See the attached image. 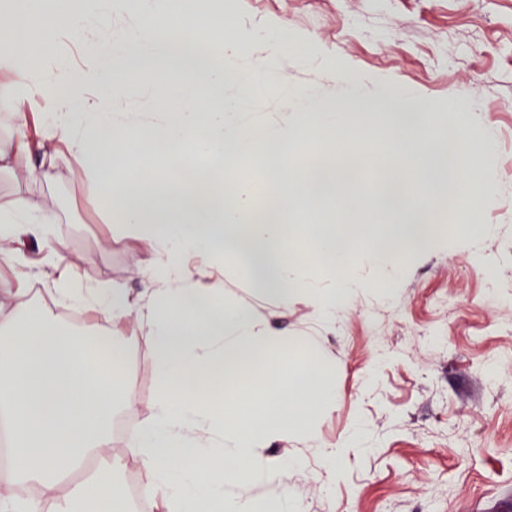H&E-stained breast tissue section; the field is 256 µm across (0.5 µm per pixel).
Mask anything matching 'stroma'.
<instances>
[{"mask_svg":"<svg viewBox=\"0 0 512 512\" xmlns=\"http://www.w3.org/2000/svg\"><path fill=\"white\" fill-rule=\"evenodd\" d=\"M225 29L274 27L296 42L286 73L292 85L315 84L327 107L342 106L336 71L409 90L435 111L444 132L460 121L493 128L485 165L500 191L466 211L451 199L442 208L436 246L403 269L396 285L380 272L356 267L362 283L333 320L319 316L314 295L332 288L318 267L299 276L310 292L281 305L254 288L225 260L224 300L251 309L282 343L275 357L293 359L317 342L336 386V402L319 421L318 441L277 442L269 454L301 456L303 472L289 480L305 512H512V0H238ZM472 98L475 111H449L451 98ZM81 169L57 160L50 180L0 176V209L25 195L52 211L51 240L61 242L81 280L142 291L140 268L153 265L122 225L86 205ZM490 226L488 235L457 241L461 219ZM24 263L0 260V305L27 281L33 303L66 322L46 288L57 273L42 264L38 244ZM125 383L134 401L118 406L109 452L127 498L144 488L146 473L127 436L152 415V348L133 324ZM365 445L328 470L317 444H335L355 425Z\"/></svg>","mask_w":512,"mask_h":512,"instance_id":"1","label":"stroma"}]
</instances>
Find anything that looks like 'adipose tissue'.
<instances>
[{"instance_id":"ef3b65f1","label":"adipose tissue","mask_w":512,"mask_h":512,"mask_svg":"<svg viewBox=\"0 0 512 512\" xmlns=\"http://www.w3.org/2000/svg\"><path fill=\"white\" fill-rule=\"evenodd\" d=\"M127 9V0H91L85 9L73 0H13L0 8V95L18 127L0 138V172H13L26 154L42 161L31 176L46 177V165L65 147L93 186L88 206L107 211L157 256L141 273L140 300L124 288L63 275L52 294L107 324L134 319L153 348L151 420L128 445L140 452L145 492L158 512H259L241 488L271 482L281 488L275 512H303L287 489L300 460L268 456L264 447L292 437L315 440L316 418L335 401V383L314 346L306 363L271 364L272 329L247 308L226 305L222 281L196 278L193 262L219 267L234 256L284 304L307 288L297 268L309 260L324 264L334 286L319 311L334 317L359 286L355 266L391 278L430 243L438 205L460 182H468L475 200L497 191L484 166L494 135L463 125L447 138L425 116L400 125L396 107L404 92L366 95L362 79L342 71L336 79L347 88L345 108L317 111L315 90L286 86L281 105L292 122L259 127L237 111L262 100L252 75L225 82L222 67L202 59L187 34L212 18L214 0H138L133 24L118 26L116 16ZM50 37L76 40L79 63L37 61ZM121 58L155 77L141 96L158 121L117 119L116 110L129 105L115 70ZM31 114L41 119L35 140L23 131ZM364 124L379 136L381 187L402 189L397 206L376 202L383 223H363L354 192L372 156L348 144ZM198 128L207 131L200 147L213 161L206 170L176 149ZM130 140L141 159L137 170L116 161ZM253 154L279 187L258 212L249 205L250 184H224L225 159ZM417 182L423 195L413 191ZM327 200L345 205L344 223H290L297 209ZM52 222L49 211L18 197L0 212V241L13 246L0 257L14 260L16 246L35 242L46 262L61 266L62 248L48 240ZM10 294L11 308L0 309V331L7 333L0 341V418L11 424L14 462L0 469V512H41L45 498L54 512H127L114 480L119 463L109 455L114 405L133 400L119 384L124 342L108 328L80 337L61 329L32 305L25 285ZM90 459L101 467L62 493L70 472ZM28 483L39 487L40 498L16 495Z\"/></svg>"}]
</instances>
